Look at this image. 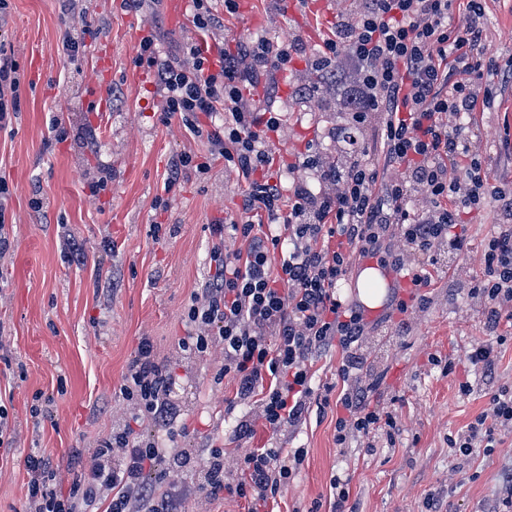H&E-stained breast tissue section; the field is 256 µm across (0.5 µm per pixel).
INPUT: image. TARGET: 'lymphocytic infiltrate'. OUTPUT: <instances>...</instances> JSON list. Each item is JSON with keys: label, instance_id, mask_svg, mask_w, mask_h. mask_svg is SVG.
I'll use <instances>...</instances> for the list:
<instances>
[{"label": "lymphocytic infiltrate", "instance_id": "lymphocytic-infiltrate-1", "mask_svg": "<svg viewBox=\"0 0 512 512\" xmlns=\"http://www.w3.org/2000/svg\"><path fill=\"white\" fill-rule=\"evenodd\" d=\"M454 0H367L357 22L341 19L332 37L312 54L311 69L335 71L342 58L358 67L345 92L352 128L369 115H382L383 162L353 156L339 165L318 148H309L294 164L290 191L269 179L273 163L268 135L281 119L271 98L246 101L245 91L269 83L292 59L291 48L258 36L238 44L236 52L211 59L204 47L188 43L182 56L158 54V31L139 42L141 57L155 67L167 117L178 118L193 137L206 141L225 168L244 180V221L213 227L219 242L212 250L218 274L206 279L187 311L192 328L181 338L194 354L222 346L221 377L237 384L238 401L257 399L259 418L270 431L302 422L313 394V354L337 343L344 353L342 379H350L360 358L357 344L367 323L362 310L345 304L337 289L350 270L352 256L405 271L410 299L395 309L407 314L410 300L425 303L424 288L448 253L467 248L465 215L486 199L498 202L501 224L482 251L484 276L472 295L489 302L491 321L512 306V197L486 190L482 163L472 151L471 136L459 121L472 112L478 90L473 57L484 33L481 0H467L463 24H456ZM223 113L222 125L202 124V117ZM462 166V176L452 167ZM398 168L384 180L380 170ZM318 189H311L310 180ZM381 192H374V185ZM423 196L426 207L410 209ZM344 247H331V238ZM246 242V250H229L227 239ZM174 382L158 361L149 337H142L119 394L131 409V422L102 438L84 471L60 493L50 462L27 456L32 512H180L175 494L156 495L146 481H167L186 467L174 459L161 468L167 451L138 435L135 423H180L171 399ZM345 411L336 420V441L354 436L391 435V413L371 405L365 395L346 392ZM512 431V390L501 389L464 433L451 437L454 454L467 457L476 445L493 447L496 436ZM306 452L248 448L234 457L211 449L193 472L195 488L207 496L229 495L263 512L288 485Z\"/></svg>", "mask_w": 512, "mask_h": 512}]
</instances>
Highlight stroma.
Segmentation results:
<instances>
[{"instance_id":"35a3bbf8","label":"stroma","mask_w":512,"mask_h":512,"mask_svg":"<svg viewBox=\"0 0 512 512\" xmlns=\"http://www.w3.org/2000/svg\"><path fill=\"white\" fill-rule=\"evenodd\" d=\"M234 15L213 0L221 29L210 32L212 52L235 49L254 35L275 44L296 42L300 57L275 74L274 108L282 115L270 134L274 162L268 175L290 188L288 167L308 145L344 162V78L310 69L306 58L320 48L342 18L357 19L361 0H237ZM485 36L478 60L483 89L469 116L473 148L493 186L512 192V0H483ZM65 14L59 0H8L0 41L12 51L20 78L17 114L0 127V181L5 231L11 246L0 254V407L10 438L0 447V512H29L25 459L32 449L48 457L61 492H68L100 439L128 419L119 395L141 337H150L160 362L175 378L171 397L188 425L174 451L190 461L175 477L183 512H248L245 500L210 498L191 482L190 469L210 449L234 454L270 445L306 449L293 481L273 512H328L332 475L350 476L354 512H498L512 483V432L493 450L474 449L460 462L448 448L483 412L490 393L512 385V320L486 319L484 299L471 295L482 278L479 256L502 216L485 202L466 215L469 247L435 273L424 308L411 316L384 304L368 314L358 351L365 361L342 381L339 346L312 359L313 404L299 425L269 432L256 425L257 403L235 402L236 385L219 379L221 349L184 352L185 313L200 281L214 274L210 250L215 223L239 219L244 183L210 156L205 142L178 120H165L153 68L140 61L138 45L158 23L160 54L176 55L197 39L190 19H174L167 0L155 10L132 11L121 0H77ZM81 39L84 52L70 63L65 33ZM110 57L112 95L106 111L87 98L98 75L97 54ZM63 129L55 131L53 120ZM191 156L182 172L175 159ZM209 168L198 171L197 165ZM112 176L99 198L88 182ZM495 348L491 371L472 367L465 353L475 343ZM452 361L442 374L433 358ZM369 391L396 418L394 446L350 438L336 443L335 402L343 388ZM326 409H318L322 399ZM255 424L252 437L234 440L241 421ZM463 473H454V466Z\"/></svg>"}]
</instances>
